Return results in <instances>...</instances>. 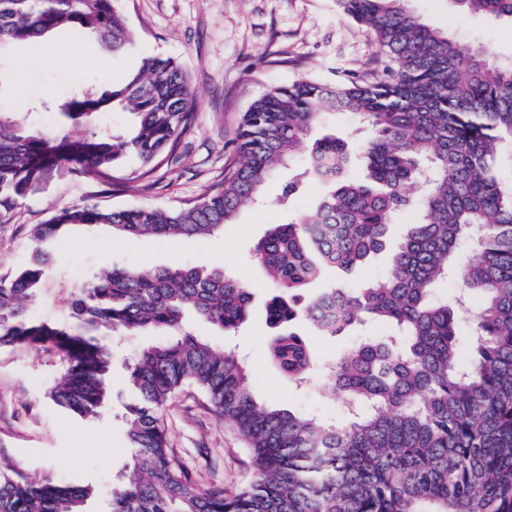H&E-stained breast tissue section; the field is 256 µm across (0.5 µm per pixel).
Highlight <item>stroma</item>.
I'll list each match as a JSON object with an SVG mask.
<instances>
[{"instance_id": "obj_1", "label": "stroma", "mask_w": 512, "mask_h": 512, "mask_svg": "<svg viewBox=\"0 0 512 512\" xmlns=\"http://www.w3.org/2000/svg\"><path fill=\"white\" fill-rule=\"evenodd\" d=\"M406 6L459 44H480L499 58L512 57L511 23L459 14L450 0H406ZM122 8L138 33L132 51L103 54L82 33L67 28L60 29L49 44L35 40L15 45L10 69L0 71V106H29L46 94L70 95L73 86L62 78L66 70L88 85L103 86L120 80L144 58L164 55L182 66L195 94L194 129L182 139L178 160L152 177L135 178L139 162L129 156L117 172L118 182L112 184L88 183L65 166L34 183L11 219L0 223V276L25 265L33 227L60 208L86 202L113 209L173 207L216 189L225 166L237 158L238 123L254 100L300 78L336 83L371 67L378 52L374 38L340 11L336 0H122ZM17 71L27 75L19 84L13 80ZM287 179V170H277L264 185L261 205L245 207L234 223L210 236H140L128 241L102 230L68 234L58 249V265L43 280L35 314L69 322L75 292L106 263L229 271L252 288L248 321L229 340L193 317L189 329L215 347H235L259 399L300 415L346 423L326 372H314L301 386L289 383L269 350L274 330L266 319V305L274 290L249 247L269 225L286 222L289 212L302 210L320 192L317 185H307L290 210H283L278 198ZM406 224V219H398L390 228L385 250L363 267L348 273L327 271L321 283L312 284V291L333 281L360 288L381 276ZM294 329L320 364L336 359L353 343L393 332L392 327L370 324L334 339L315 335L301 321ZM167 339L162 331L109 336L117 359L112 404L100 419L84 423L64 422L48 397L67 368L62 352L53 347H0V461L11 463L35 483L81 480L95 485L98 497L86 509L99 512L101 498L109 496L131 468L125 407L135 402L136 395L127 384L123 364L148 345ZM163 422L170 452L198 484L221 485L233 493L249 482L252 464L247 442L235 426L218 419L197 388L178 390L163 409Z\"/></svg>"}]
</instances>
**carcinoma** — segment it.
Returning <instances> with one entry per match:
<instances>
[{
    "label": "carcinoma",
    "mask_w": 512,
    "mask_h": 512,
    "mask_svg": "<svg viewBox=\"0 0 512 512\" xmlns=\"http://www.w3.org/2000/svg\"><path fill=\"white\" fill-rule=\"evenodd\" d=\"M119 2L0 0V59L9 46L63 27L122 53L135 32ZM450 2L459 13L512 21V0ZM336 3L374 36L386 58L381 71L335 86L303 78L270 89L244 113L240 160L220 189L170 208L63 207L35 225L28 262L0 277V347L62 350L67 371L49 398L75 420L99 417L110 395L112 347L90 329L136 335L161 328L171 336L127 367L139 396L126 407L133 468L112 489L108 512H512V191L496 167L501 144L512 138V59L455 43L405 0ZM115 107L135 117L126 135L96 128ZM195 107L181 67L152 56L108 87L45 99L25 112L0 110V222L34 181L64 163L93 183L111 181L129 155L144 174L154 173L175 157ZM326 113H353L369 127L363 177L350 175L343 139L314 135ZM42 114L91 130L76 139L54 135L39 127ZM307 142L304 169L280 199L299 194L306 180L321 188L319 196L288 222L270 225L251 250L277 291L267 315L281 332L270 353L288 381H304L313 367L305 340L287 330L298 316L329 338L366 320L403 333L400 345L362 342L329 367L334 395L364 408L349 425L259 401L245 363L187 329L189 314L226 336L247 320L251 288L218 269L110 266L79 289L75 323L31 313L56 263L48 245L69 229L103 226L128 239L210 235L254 202ZM405 213L415 218L383 278L359 291L330 284L299 294L326 270H350L381 250L389 224ZM437 284L459 285L466 297L431 302ZM185 385L197 387L249 445L253 475L235 493L196 484L166 446L161 412ZM96 495L90 484L33 483L0 466V512H85Z\"/></svg>",
    "instance_id": "1"
}]
</instances>
